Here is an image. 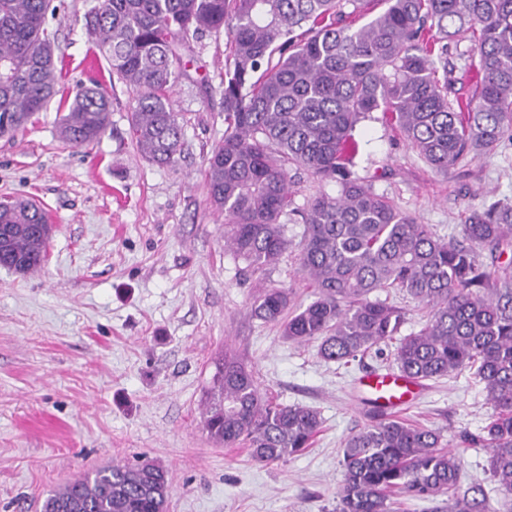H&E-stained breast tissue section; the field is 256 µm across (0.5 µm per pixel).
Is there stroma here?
<instances>
[{
	"mask_svg": "<svg viewBox=\"0 0 512 512\" xmlns=\"http://www.w3.org/2000/svg\"><path fill=\"white\" fill-rule=\"evenodd\" d=\"M96 0H53L48 18L62 66L60 94L100 83L111 112L105 135L74 146L59 134L57 102L0 137V197L35 199L52 226L36 271L0 267V512H42L47 495L95 468L144 455L171 474L167 512H334L343 442L379 410L353 379L389 369L393 345L349 364L323 361L253 318L262 287L314 298L296 249L275 269L247 271L224 248V219L209 202L205 159L224 137L221 80L226 33L190 43L172 89L183 129L178 162L158 165L129 133L136 91L112 77L84 25ZM354 171L441 237L460 236L472 209L512 200V143L437 173L381 113L356 128ZM241 357L262 392L316 408L314 445L285 462L256 464L247 449L212 442L203 401L224 353ZM493 409L469 371L426 382L402 411L445 440L479 434ZM463 484L500 495L483 448L460 449Z\"/></svg>",
	"mask_w": 512,
	"mask_h": 512,
	"instance_id": "35a3bbf8",
	"label": "stroma"
}]
</instances>
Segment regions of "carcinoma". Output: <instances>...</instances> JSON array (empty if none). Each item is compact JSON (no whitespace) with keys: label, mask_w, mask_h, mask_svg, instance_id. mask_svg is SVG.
Segmentation results:
<instances>
[{"label":"carcinoma","mask_w":512,"mask_h":512,"mask_svg":"<svg viewBox=\"0 0 512 512\" xmlns=\"http://www.w3.org/2000/svg\"><path fill=\"white\" fill-rule=\"evenodd\" d=\"M101 0L85 27L111 74L138 92L131 133L143 156L176 162L182 126L170 92L190 40L229 38L224 61V139L206 159L212 207L224 214V246L251 271L275 267L292 244L285 222L300 215L299 270L315 298L287 313L290 290L264 289L256 318L297 344L317 343L326 362L347 364L395 342L397 370L436 380L468 370L495 409L461 442L489 450V473L512 512V203L473 211L462 239L442 238L401 213L352 170L356 126L381 112L407 145L446 173L512 136V0ZM50 0H0V137L26 127L57 95ZM470 40L479 56L472 93L449 98L447 55ZM110 100L97 85L61 118L73 145L101 139ZM303 168L338 186L293 206L289 172ZM49 219L34 200H0V266L35 271L47 257ZM489 248L491 268L477 261ZM394 289L426 309L422 328L400 335L406 310L377 291ZM209 438L244 445L265 465L311 447L320 413L260 393L254 372L231 355L216 363L203 410ZM336 512H396L393 496L448 497V512H497L482 486H460V458L441 431L382 419L344 442ZM160 462L99 468L53 492L44 512H166Z\"/></svg>","instance_id":"cac0c4a2"}]
</instances>
